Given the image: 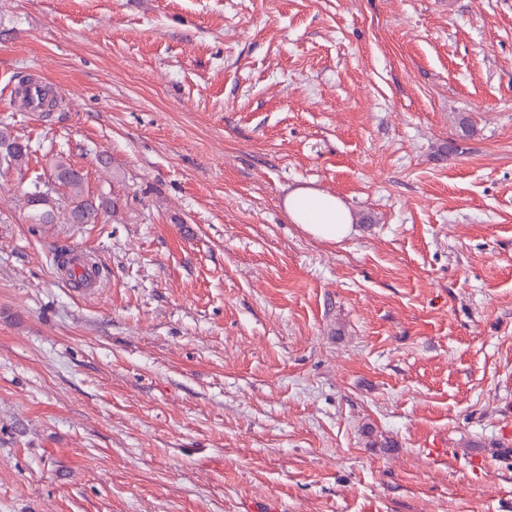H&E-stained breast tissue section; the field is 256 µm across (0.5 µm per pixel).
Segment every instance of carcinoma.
Segmentation results:
<instances>
[{
	"instance_id": "cac0c4a2",
	"label": "carcinoma",
	"mask_w": 512,
	"mask_h": 512,
	"mask_svg": "<svg viewBox=\"0 0 512 512\" xmlns=\"http://www.w3.org/2000/svg\"><path fill=\"white\" fill-rule=\"evenodd\" d=\"M57 106V96L48 86L31 78L18 82L14 88L13 107L18 110L51 112ZM33 152L31 143L14 132L11 119L0 118V166L23 175L28 170ZM65 190L67 204L59 205L57 195ZM22 209L30 224H96L104 213L112 214V221L122 223L118 201L102 193L87 195L83 172L60 158L52 168V181L40 177L32 180V188L23 196Z\"/></svg>"
}]
</instances>
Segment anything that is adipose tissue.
<instances>
[{
    "instance_id": "1",
    "label": "adipose tissue",
    "mask_w": 512,
    "mask_h": 512,
    "mask_svg": "<svg viewBox=\"0 0 512 512\" xmlns=\"http://www.w3.org/2000/svg\"><path fill=\"white\" fill-rule=\"evenodd\" d=\"M284 205L290 221L318 240L336 243L352 232L350 210L335 195L298 186L289 191Z\"/></svg>"
}]
</instances>
